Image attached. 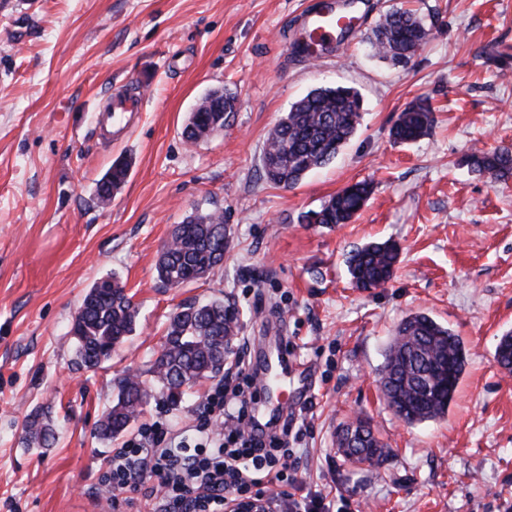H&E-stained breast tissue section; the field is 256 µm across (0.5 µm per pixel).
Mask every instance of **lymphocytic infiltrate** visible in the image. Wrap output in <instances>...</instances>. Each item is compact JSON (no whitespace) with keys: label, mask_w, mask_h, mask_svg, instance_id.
<instances>
[{"label":"lymphocytic infiltrate","mask_w":512,"mask_h":512,"mask_svg":"<svg viewBox=\"0 0 512 512\" xmlns=\"http://www.w3.org/2000/svg\"><path fill=\"white\" fill-rule=\"evenodd\" d=\"M254 401L252 377L241 367L235 383L208 394L190 430L160 421L144 425L112 456L114 512L133 507L132 493L146 476L158 482L151 512H224L227 503L264 497L272 486L280 488L289 512H332L322 492L294 495L302 482L289 446L302 436L294 415H287L280 434L262 438L250 414Z\"/></svg>","instance_id":"lymphocytic-infiltrate-1"}]
</instances>
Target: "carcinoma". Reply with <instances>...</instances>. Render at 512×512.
Masks as SVG:
<instances>
[{
    "instance_id": "obj_1",
    "label": "carcinoma",
    "mask_w": 512,
    "mask_h": 512,
    "mask_svg": "<svg viewBox=\"0 0 512 512\" xmlns=\"http://www.w3.org/2000/svg\"><path fill=\"white\" fill-rule=\"evenodd\" d=\"M427 36L421 21L409 11L392 9L381 16L368 38L375 55L408 62ZM237 101L224 91L213 101L202 102L192 127H184L185 140L206 137L210 124L221 118L220 110ZM363 98L347 86L318 87L294 102L270 133L263 152V177L284 187L298 185L309 172L330 164L356 134L361 124ZM433 124L429 106L417 103L402 112L392 128L393 138L413 142L426 135ZM463 164L488 174L498 182L512 178V148L468 155ZM128 165L116 163L98 186L105 204L125 180ZM371 192L367 182L338 191L319 210L303 215L308 224H346L363 208ZM229 239L224 236V215L197 213L174 227L160 252L156 271L171 287L197 281L222 268ZM399 259L398 246L387 240L370 242L352 250L346 265L356 287L382 288L389 283ZM240 311L224 300L188 304L169 317L161 350L149 367L126 373L115 381L116 403L105 408L97 425L103 439L124 432L143 405L159 394L172 407L179 406L187 390L224 368V337L238 334ZM138 307L125 285L110 276L96 282L84 295L72 320L77 364L97 368L135 329ZM466 364V350L450 328L424 313L404 318L386 353L382 369L383 394L395 414L408 424L445 416ZM27 444L48 447L55 440L50 418L35 412L23 428Z\"/></svg>"
}]
</instances>
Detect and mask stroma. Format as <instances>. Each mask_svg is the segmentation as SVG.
<instances>
[{
  "label": "stroma",
  "instance_id": "obj_1",
  "mask_svg": "<svg viewBox=\"0 0 512 512\" xmlns=\"http://www.w3.org/2000/svg\"><path fill=\"white\" fill-rule=\"evenodd\" d=\"M321 0H0V512H112L113 453L145 423L185 428L216 386L200 381L179 407L152 398L126 436L94 425L115 380L146 369L183 304L235 302V341L249 371L289 349L314 402L298 444L304 490L336 512H512V372L496 361L512 334V180L459 160L512 146V0H355L356 38L304 60L293 45ZM413 9L428 32L405 66L365 41L382 12ZM145 108L100 138L96 116L114 86ZM323 85L356 88L363 119L328 166L283 188L262 177L269 131ZM238 96L222 131L182 136L210 90ZM427 100L429 133L399 143L390 129ZM130 162L108 204L97 186ZM372 192L347 224L303 222L342 188ZM223 213L224 266L172 288L156 272L174 225ZM400 248L386 287L355 288L346 257L371 241ZM116 276L138 306L135 331L94 370L74 363L69 334L85 292ZM424 313L460 336L467 364L444 418L404 423L379 389L399 322ZM48 411L55 443L30 448L23 425ZM368 420L388 449L355 465L336 433Z\"/></svg>",
  "mask_w": 512,
  "mask_h": 512
}]
</instances>
